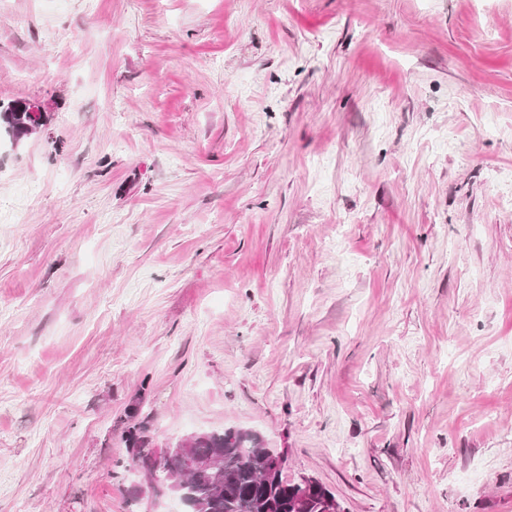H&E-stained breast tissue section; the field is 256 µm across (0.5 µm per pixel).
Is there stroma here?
<instances>
[{"instance_id":"stroma-1","label":"stroma","mask_w":512,"mask_h":512,"mask_svg":"<svg viewBox=\"0 0 512 512\" xmlns=\"http://www.w3.org/2000/svg\"><path fill=\"white\" fill-rule=\"evenodd\" d=\"M0 512H182L238 427L344 512H512V0H0ZM20 100H14L9 102L6 106L0 105V133L2 130L6 133L11 132L18 138L27 135L28 131L24 127L26 121L24 117H21L17 112L11 110V105Z\"/></svg>"}]
</instances>
